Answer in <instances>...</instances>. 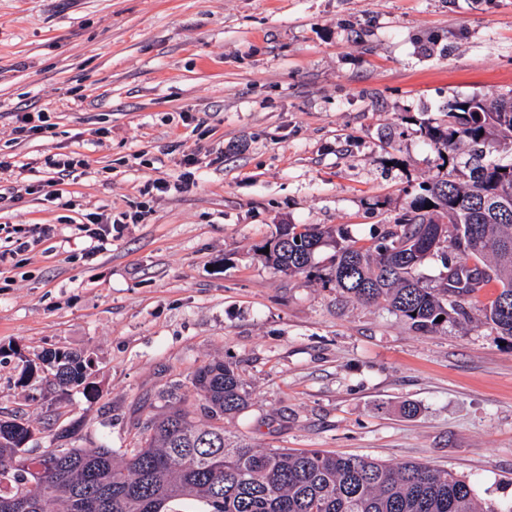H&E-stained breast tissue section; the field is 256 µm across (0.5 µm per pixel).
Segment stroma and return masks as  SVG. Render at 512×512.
<instances>
[{"label":"stroma","mask_w":512,"mask_h":512,"mask_svg":"<svg viewBox=\"0 0 512 512\" xmlns=\"http://www.w3.org/2000/svg\"><path fill=\"white\" fill-rule=\"evenodd\" d=\"M511 90L512 0H0L16 163L0 173V417L28 419L37 454L76 418L85 442L123 448L222 359L249 392L229 435L450 469L512 501V337L483 318L492 292L423 333L340 297L333 246L291 275L256 254L282 224L371 245L446 172L423 125ZM34 108L51 129L16 134ZM70 152L91 171L47 200L44 160ZM90 213L138 221L88 258ZM31 224L56 233L9 255L8 230ZM54 349L91 358L92 398L21 383Z\"/></svg>","instance_id":"35a3bbf8"}]
</instances>
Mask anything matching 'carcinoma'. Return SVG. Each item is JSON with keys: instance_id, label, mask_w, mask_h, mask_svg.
I'll use <instances>...</instances> for the list:
<instances>
[{"instance_id": "cac0c4a2", "label": "carcinoma", "mask_w": 512, "mask_h": 512, "mask_svg": "<svg viewBox=\"0 0 512 512\" xmlns=\"http://www.w3.org/2000/svg\"><path fill=\"white\" fill-rule=\"evenodd\" d=\"M446 120L424 129L442 164L459 146L472 148L469 181L446 172L421 187L400 220L369 247L317 225L285 224L257 247L265 264L293 273L312 268L327 239L335 252L328 281L340 294L385 304L412 327L431 331L437 318L465 316L464 303L484 288L498 289L485 320L512 337V158L487 160L484 148L512 151V93L455 98ZM432 208H426L428 204ZM269 249L264 254L262 250ZM441 257L448 279L427 288L418 271ZM45 382L84 384L91 361L69 350L46 351ZM191 386L201 420L174 399L167 411L136 424L135 442L114 448L82 446V421L53 434L66 438L33 455V436L19 415L0 418V512H512V503L482 507L470 480L421 463L390 466L357 455L320 450L257 448L224 431V418L244 410L249 393L235 366L212 361Z\"/></svg>"}]
</instances>
